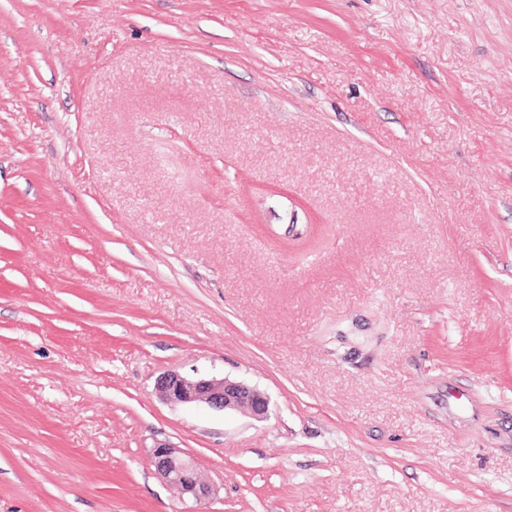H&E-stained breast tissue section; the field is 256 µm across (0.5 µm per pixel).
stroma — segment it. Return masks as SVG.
<instances>
[{
	"instance_id": "1",
	"label": "stroma",
	"mask_w": 512,
	"mask_h": 512,
	"mask_svg": "<svg viewBox=\"0 0 512 512\" xmlns=\"http://www.w3.org/2000/svg\"><path fill=\"white\" fill-rule=\"evenodd\" d=\"M0 512H512V0H0ZM158 397L174 405H205L216 411H245L263 418L269 399L254 387L229 378H189L177 372H165L155 381ZM149 460L155 472L183 495L196 502L209 498L211 488L201 478L192 458L179 448L167 442H157L150 449Z\"/></svg>"
}]
</instances>
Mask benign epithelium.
Segmentation results:
<instances>
[{
  "label": "benign epithelium",
  "mask_w": 512,
  "mask_h": 512,
  "mask_svg": "<svg viewBox=\"0 0 512 512\" xmlns=\"http://www.w3.org/2000/svg\"><path fill=\"white\" fill-rule=\"evenodd\" d=\"M158 397L174 405H205L216 411H245L263 418L269 409L268 397L243 382L229 378H189L177 372H165L155 381ZM149 460L155 472L184 495L205 501L211 488L201 478L194 461L179 448L157 442L150 449Z\"/></svg>",
  "instance_id": "obj_1"
}]
</instances>
